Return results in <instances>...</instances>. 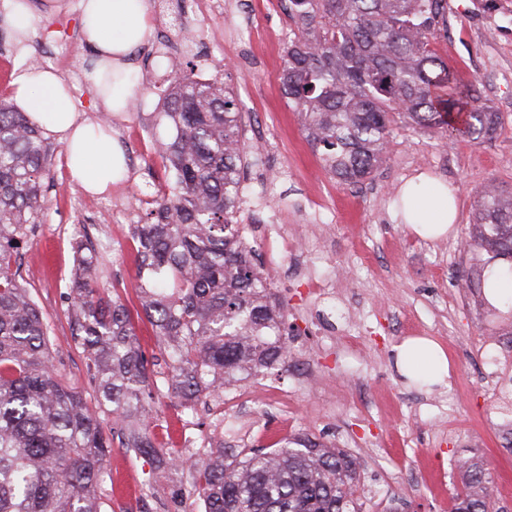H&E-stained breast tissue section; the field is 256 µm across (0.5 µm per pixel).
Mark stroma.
<instances>
[{"instance_id": "35a3bbf8", "label": "stroma", "mask_w": 512, "mask_h": 512, "mask_svg": "<svg viewBox=\"0 0 512 512\" xmlns=\"http://www.w3.org/2000/svg\"><path fill=\"white\" fill-rule=\"evenodd\" d=\"M54 15L38 14L36 37L18 53L0 32V95L9 96L12 73L35 54L62 78L84 68L90 54L79 31L78 0H63ZM210 12L207 0H148L152 31L129 59L131 98L143 110L113 115L112 133L126 156L137 157L122 181L106 196L111 223L99 212L72 209L84 191L54 143L45 182L47 208L21 256L30 273V293L51 329V354L66 382L90 394L87 360L71 340L69 284L75 240L58 233L63 224L111 227L112 242L99 250L100 287L124 291L129 306L137 300V254L129 227L144 214L140 189L162 176L147 128L158 111L168 79L167 61L187 56L203 78L237 88L247 86L251 148L248 181L277 178L265 199L246 202L250 223L267 219L299 230L307 256L283 254L269 259L266 245L254 240L259 260L269 270L288 305L291 341L303 343L307 356H291L279 373L237 383L223 400L187 411L177 400L159 397L157 444L183 437L187 424L207 435L209 420L223 415L228 448H274L298 433L343 447L354 438L359 459L362 512H448L460 484L459 459L479 457L487 464L502 505L512 512V450L503 433L488 423L498 403L491 389L512 392V346L489 344L512 323V308L478 305L460 288L457 275L468 268L459 249L480 192L488 185L512 192V0H448L447 25L433 42L458 84L474 86L500 125L492 142L437 136L396 127L388 157L371 180L353 186L327 174L301 131V118L281 88L283 41L289 31L285 0H222ZM181 11L184 40L171 28V11ZM438 183L456 188L457 216L451 234L425 240L413 233L400 213L402 186ZM352 269L340 275L341 265ZM335 283V304L321 302L317 281ZM408 340L437 344L448 359L445 384L413 378L395 363L396 348ZM288 392L289 411L276 404L256 410L260 383ZM107 466L117 493L133 501L151 479L152 464L124 448L120 429L112 431Z\"/></svg>"}]
</instances>
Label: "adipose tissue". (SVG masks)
Returning <instances> with one entry per match:
<instances>
[{"label":"adipose tissue","instance_id":"1","mask_svg":"<svg viewBox=\"0 0 512 512\" xmlns=\"http://www.w3.org/2000/svg\"><path fill=\"white\" fill-rule=\"evenodd\" d=\"M57 0H0V30L24 45L34 32L37 10L55 11ZM81 36L92 57L85 77L111 112L122 111L130 86L115 80L126 61L152 30L147 0H79ZM11 99L20 112L48 134L64 143L68 167L87 193L102 195L124 172L123 150L99 123L80 118L78 103L63 79L46 68L17 70L11 82ZM406 200L403 220L418 236L447 234L456 219L455 198L448 187L431 196H418L414 182L401 189Z\"/></svg>","mask_w":512,"mask_h":512}]
</instances>
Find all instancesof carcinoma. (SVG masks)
<instances>
[{"mask_svg": "<svg viewBox=\"0 0 512 512\" xmlns=\"http://www.w3.org/2000/svg\"><path fill=\"white\" fill-rule=\"evenodd\" d=\"M293 28L283 47L282 88L301 116L325 171L350 185L386 161L394 127L481 142L495 138L498 113L458 85L431 47L447 0H288ZM164 183L153 184L142 224L131 225L139 309L104 296L98 256L79 247L70 288V326L91 368L96 406L122 423L125 447L188 479L202 512H361L357 467L346 452L307 434L278 448L188 454L160 448L148 424L155 393L151 362L134 318L154 327L169 358L166 394L187 408L221 398L241 373L286 364L288 318L239 235L247 163L246 113L233 89L195 74L181 58L161 109L151 113ZM52 147L23 113L0 100V512H101L112 442L84 394L67 385L50 353V327L17 270L39 223ZM475 287L483 256L512 269V193L482 191L465 234ZM461 486L450 512H502L490 472L457 463Z\"/></svg>", "mask_w": 512, "mask_h": 512, "instance_id": "cac0c4a2", "label": "carcinoma"}]
</instances>
